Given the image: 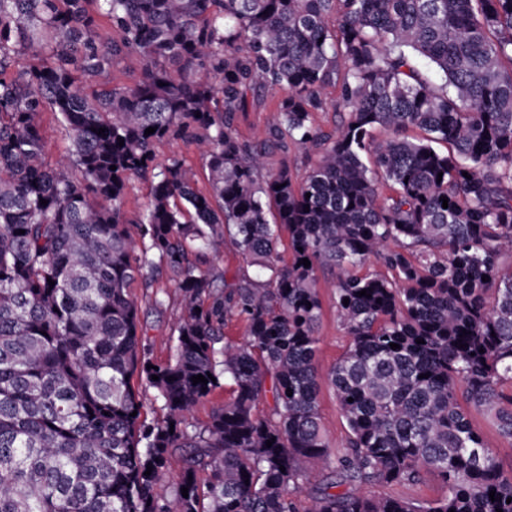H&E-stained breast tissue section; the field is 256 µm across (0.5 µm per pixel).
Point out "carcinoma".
<instances>
[{
	"instance_id": "obj_1",
	"label": "carcinoma",
	"mask_w": 512,
	"mask_h": 512,
	"mask_svg": "<svg viewBox=\"0 0 512 512\" xmlns=\"http://www.w3.org/2000/svg\"><path fill=\"white\" fill-rule=\"evenodd\" d=\"M24 54L41 64L18 66ZM131 55L140 76L110 85ZM257 87L283 97L246 138L235 120ZM48 108L71 141L54 164ZM162 140L196 144L209 188L181 159L155 165ZM291 144L301 174L275 159ZM134 178L152 192L128 219ZM228 239L260 278L203 269ZM506 254L512 0H0V512H298L316 464L329 477L308 512H512V473L471 421L512 441ZM159 263L180 304L166 361L130 291L154 287ZM325 267L349 346L323 375ZM237 321L241 343L224 335ZM135 376L162 421L142 420ZM324 382L348 428L336 454ZM225 383L196 428L193 408ZM425 472L437 499L331 492Z\"/></svg>"
}]
</instances>
